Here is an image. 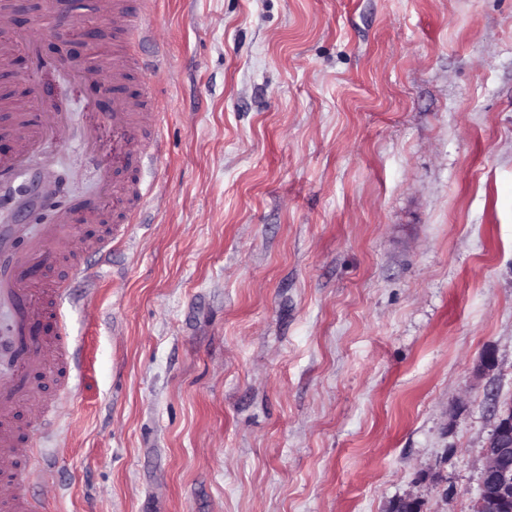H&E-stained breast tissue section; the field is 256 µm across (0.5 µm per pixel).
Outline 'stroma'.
<instances>
[{"instance_id": "obj_1", "label": "stroma", "mask_w": 512, "mask_h": 512, "mask_svg": "<svg viewBox=\"0 0 512 512\" xmlns=\"http://www.w3.org/2000/svg\"><path fill=\"white\" fill-rule=\"evenodd\" d=\"M147 23L154 190L61 305L84 377L38 512H472L512 402V0ZM39 166L95 189L78 140Z\"/></svg>"}]
</instances>
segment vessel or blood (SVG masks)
<instances>
[{
	"label": "vessel or blood",
	"mask_w": 512,
	"mask_h": 512,
	"mask_svg": "<svg viewBox=\"0 0 512 512\" xmlns=\"http://www.w3.org/2000/svg\"><path fill=\"white\" fill-rule=\"evenodd\" d=\"M116 37L140 36L144 28L146 0H98ZM40 63L37 37L15 29L10 11L0 9V68H9L17 56ZM130 63L120 52L112 54V82L118 88L112 110L104 120L112 130L111 151L96 155V165L105 180L103 200H77L55 208L51 223L31 227L16 217L23 200L14 193L28 183L37 160L49 146L73 133L69 110L40 107L9 113L0 125L10 141L0 154V512H35L32 486L45 480L31 459L37 441L53 429L50 409L37 375L53 370L64 391H72L83 373L81 349L69 344L66 326L57 317L58 303L66 294L58 281L42 275V267L67 257L72 275L93 280L97 262L111 250L118 228L91 237L82 226L101 221L104 199L115 207L147 197L148 187L139 179L111 180V171L136 167L146 149L145 100L131 98L121 87L128 80Z\"/></svg>",
	"instance_id": "vessel-or-blood-1"
}]
</instances>
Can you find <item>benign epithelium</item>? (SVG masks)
<instances>
[{"instance_id":"obj_1","label":"benign epithelium","mask_w":512,"mask_h":512,"mask_svg":"<svg viewBox=\"0 0 512 512\" xmlns=\"http://www.w3.org/2000/svg\"><path fill=\"white\" fill-rule=\"evenodd\" d=\"M100 112L112 111V83L101 77L91 83ZM512 500V410L498 409L484 455L479 494L473 512H500Z\"/></svg>"}]
</instances>
